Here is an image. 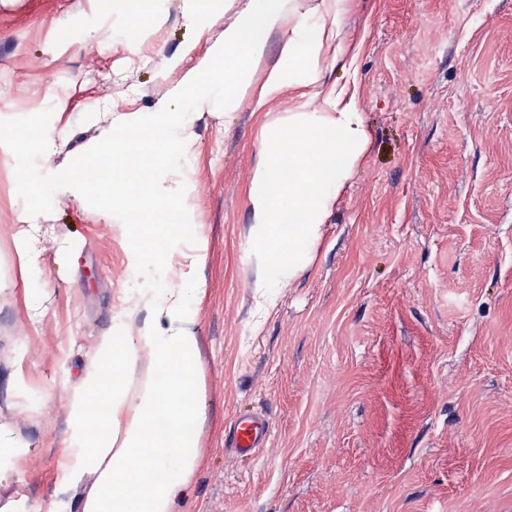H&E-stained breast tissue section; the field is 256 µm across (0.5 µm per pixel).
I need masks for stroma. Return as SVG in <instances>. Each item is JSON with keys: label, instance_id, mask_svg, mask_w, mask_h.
Masks as SVG:
<instances>
[{"label": "stroma", "instance_id": "1", "mask_svg": "<svg viewBox=\"0 0 512 512\" xmlns=\"http://www.w3.org/2000/svg\"><path fill=\"white\" fill-rule=\"evenodd\" d=\"M128 16L100 0H0V127L52 119L78 154L114 111L147 112L208 48L179 0L127 49ZM356 61L328 82L355 92L370 143L341 190L309 271L259 299L247 247V182L263 121L250 101L205 104L199 156L179 166L212 254L198 329L207 420L182 512H512V0H351ZM195 43L178 67L167 61ZM58 160L0 142V342L29 339L20 367L43 391L76 365L119 289L154 288L163 262L129 272L94 201L63 192ZM80 250L29 266L10 227L20 179ZM44 299L32 331L23 299ZM273 425L256 457L224 435L242 414ZM37 452L32 497H48L56 449Z\"/></svg>", "mask_w": 512, "mask_h": 512}]
</instances>
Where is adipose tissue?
Instances as JSON below:
<instances>
[{
	"label": "adipose tissue",
	"mask_w": 512,
	"mask_h": 512,
	"mask_svg": "<svg viewBox=\"0 0 512 512\" xmlns=\"http://www.w3.org/2000/svg\"><path fill=\"white\" fill-rule=\"evenodd\" d=\"M234 19L187 71L169 98L153 111L116 112L95 141L60 166L58 179L92 197L96 213L125 216L114 230L124 263L137 271L163 260L172 277L160 288L118 290L108 328L95 336L77 367L32 392L17 367L29 344L0 346L12 373L0 378L8 408L28 417L47 413L53 394L64 401L63 427L53 435L57 478L46 499L25 491L33 444L15 423L0 420V512H179L201 463L206 420L203 369L197 329L207 295L203 272L211 262L204 227L189 204L193 187L169 158L195 157L196 124L202 115L184 111L190 101L220 95L225 109L244 98V73L262 56L271 33L280 36L277 61L253 98L263 122L260 159L249 177V250L264 263L255 282L260 293L290 286L309 270L327 219L370 136L355 96L324 85L328 57H342L347 0H247ZM292 93L294 105L270 112ZM15 152L46 158L64 154V137L31 126L9 131ZM22 223L12 237L22 263L32 264L48 246L67 254L70 242L41 205V189L25 182ZM146 374L134 382L133 367Z\"/></svg>",
	"instance_id": "adipose-tissue-1"
}]
</instances>
